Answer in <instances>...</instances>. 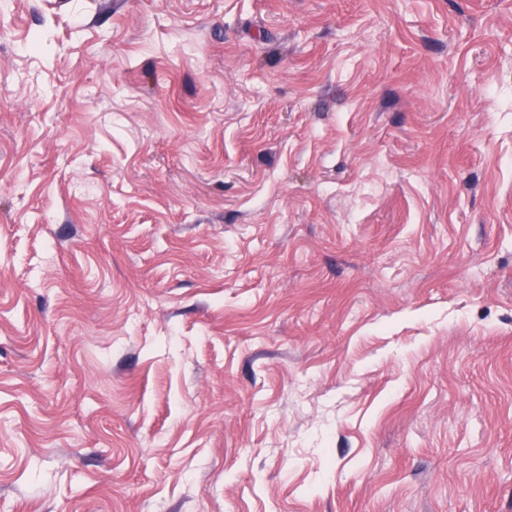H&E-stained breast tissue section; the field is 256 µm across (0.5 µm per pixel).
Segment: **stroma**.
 Segmentation results:
<instances>
[{
  "instance_id": "35a3bbf8",
  "label": "stroma",
  "mask_w": 512,
  "mask_h": 512,
  "mask_svg": "<svg viewBox=\"0 0 512 512\" xmlns=\"http://www.w3.org/2000/svg\"><path fill=\"white\" fill-rule=\"evenodd\" d=\"M0 512H512V0H10Z\"/></svg>"
}]
</instances>
